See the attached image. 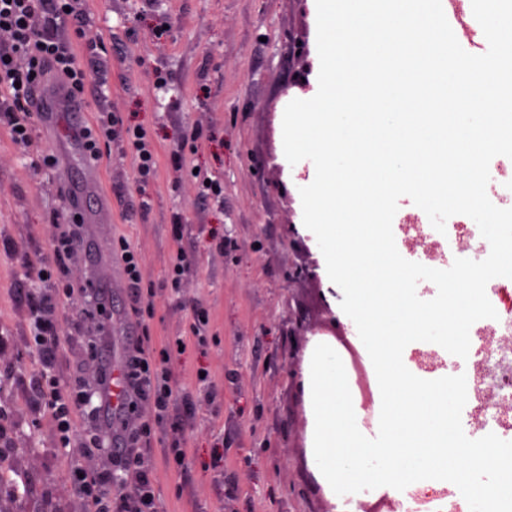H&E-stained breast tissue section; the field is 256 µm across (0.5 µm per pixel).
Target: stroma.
<instances>
[{
	"mask_svg": "<svg viewBox=\"0 0 512 512\" xmlns=\"http://www.w3.org/2000/svg\"><path fill=\"white\" fill-rule=\"evenodd\" d=\"M84 17L73 49L79 62L97 58L84 96V126L113 109L143 127L157 153L156 175L139 181L125 146L103 148L97 166L101 196L112 202L107 236L84 234L68 263L75 291L61 298L58 322L66 339L58 355L62 380L96 382L87 339L72 340L73 323L86 320L83 290L100 256L120 277L111 311L126 332L148 326L154 346L188 336L192 306L209 313L208 344L173 356L178 391L198 386L206 368L215 401L200 399L185 431L183 469L157 460L155 486L165 512H333L329 488L313 472L307 442L309 403L304 356L313 337L338 352L356 346V333L330 303L318 272L321 257L310 236L297 231L302 202L296 183L308 179L301 163L295 177L281 164L282 115L287 101L309 91L316 61L314 0H78ZM31 151L17 145L0 124V333L15 340L12 388L0 397L11 420H33L20 385L35 370L25 343L19 288L38 253L49 249L56 225L96 208L89 195L71 203L65 182L80 181L82 152L70 155L65 178L32 164L33 152L56 154L40 122L32 124ZM184 165L175 168L173 155ZM223 181L224 200L202 194L193 170ZM182 212L183 239L174 242L172 215ZM127 243L141 257L144 284L153 288L152 316L130 309L119 256ZM223 251H216V243ZM193 256L185 301L167 290L176 246ZM220 465H212L215 449ZM37 493L62 496L71 463L51 454L34 460Z\"/></svg>",
	"mask_w": 512,
	"mask_h": 512,
	"instance_id": "stroma-1",
	"label": "stroma"
}]
</instances>
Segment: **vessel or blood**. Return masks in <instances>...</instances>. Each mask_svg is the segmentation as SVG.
I'll return each mask as SVG.
<instances>
[{"instance_id": "vessel-or-blood-1", "label": "vessel or blood", "mask_w": 512, "mask_h": 512, "mask_svg": "<svg viewBox=\"0 0 512 512\" xmlns=\"http://www.w3.org/2000/svg\"><path fill=\"white\" fill-rule=\"evenodd\" d=\"M445 16L452 27L461 47H476L486 52L488 43L483 30L472 11V0H443ZM32 109L38 113L46 134L56 142L77 145L81 142L82 106L71 90L60 83L45 86L34 97ZM100 172L94 165H85L83 176L78 183L69 185L68 192L73 200L95 193ZM113 412H121L127 401V377L123 363L112 364V390L110 396Z\"/></svg>"}]
</instances>
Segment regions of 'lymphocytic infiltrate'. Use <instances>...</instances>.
<instances>
[{"label":"lymphocytic infiltrate","instance_id":"obj_1","mask_svg":"<svg viewBox=\"0 0 512 512\" xmlns=\"http://www.w3.org/2000/svg\"><path fill=\"white\" fill-rule=\"evenodd\" d=\"M76 0H0V122L13 131L17 144L30 147L32 109L30 102L47 74H55L77 95H84L87 70L72 51V42L59 32L65 21L81 27ZM83 147L94 161L102 157V145H126L134 158L141 181L156 171L155 150L146 131L125 123L114 112L98 113L91 128L82 133ZM80 235L79 224L68 225L51 250L40 254L34 268L36 285L22 291L28 323V342L37 355L29 393L35 396L34 411L53 421L51 447L54 454L79 457L65 491L76 497L81 512H160L154 486L155 462L151 442L163 433L167 446L166 464L182 468L185 462L184 430L196 416L194 393L176 395L169 366L170 349H155L148 332L129 336L126 370L129 395L125 412L131 419L121 431L105 427L88 440L73 436L75 411L87 410L100 416L109 395V382L96 387L83 382L64 383L57 372L61 344L57 305L71 294L65 277L67 262ZM121 488L113 496V488Z\"/></svg>","mask_w":512,"mask_h":512}]
</instances>
